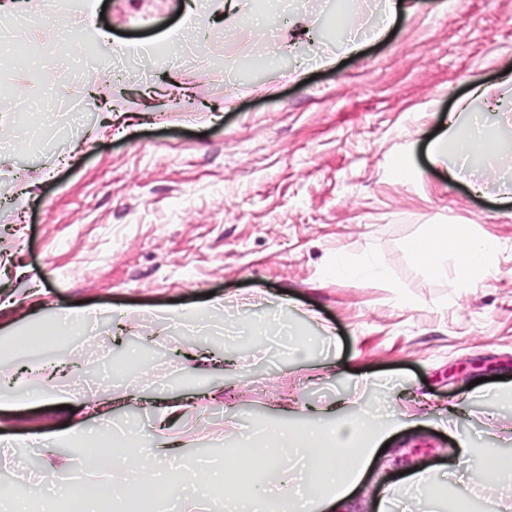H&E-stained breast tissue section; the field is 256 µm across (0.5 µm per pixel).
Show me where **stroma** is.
<instances>
[{
  "instance_id": "obj_1",
  "label": "stroma",
  "mask_w": 512,
  "mask_h": 512,
  "mask_svg": "<svg viewBox=\"0 0 512 512\" xmlns=\"http://www.w3.org/2000/svg\"><path fill=\"white\" fill-rule=\"evenodd\" d=\"M15 0L16 24L0 26V70L14 85L0 98V261L29 269L8 276L18 305L0 310V334L27 330L36 313L119 307L123 340L104 338L81 363L86 380L60 382L72 408L117 400L115 425L148 428L150 398L184 399L172 433L184 453L214 468L243 455L235 424L307 422L312 410L351 416L388 403L403 426L376 454L346 512H416L401 476L432 470L425 499L435 512L467 504L487 449L512 454V199L476 194L481 167L460 179L431 162L433 135L462 99L512 109V0H402L383 36L347 62L307 66L287 79L309 46L285 55L283 19L265 33L227 34L217 0ZM194 7L201 37L174 52L162 44L179 11ZM318 49L342 37L336 9L302 0ZM111 30L118 51L157 45L119 77L110 63L73 66L62 30ZM36 64L20 66L19 46ZM52 99L48 117L19 104ZM431 224H469L496 238L494 274L481 287H449L450 264L428 271L403 245ZM383 262L384 278L336 272V257ZM232 297L224 315L195 329L152 311L196 309L207 294ZM298 302L290 335L252 332L272 304ZM204 342L226 369L204 374L184 359ZM140 374L116 380L131 351ZM141 389L127 398L128 385ZM55 405L0 402V435L56 430ZM457 479L447 463L459 442ZM23 466L0 460V489L35 512H63L60 492L34 485L42 450L18 448Z\"/></svg>"
}]
</instances>
